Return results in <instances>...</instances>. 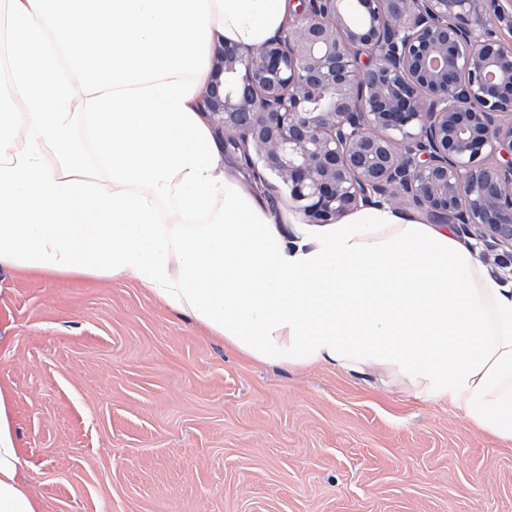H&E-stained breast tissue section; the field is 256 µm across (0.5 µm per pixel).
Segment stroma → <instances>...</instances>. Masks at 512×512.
Instances as JSON below:
<instances>
[{"label":"stroma","instance_id":"stroma-1","mask_svg":"<svg viewBox=\"0 0 512 512\" xmlns=\"http://www.w3.org/2000/svg\"><path fill=\"white\" fill-rule=\"evenodd\" d=\"M42 512H512V441L436 395L253 361L112 276L0 273Z\"/></svg>","mask_w":512,"mask_h":512}]
</instances>
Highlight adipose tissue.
Instances as JSON below:
<instances>
[{"mask_svg":"<svg viewBox=\"0 0 512 512\" xmlns=\"http://www.w3.org/2000/svg\"><path fill=\"white\" fill-rule=\"evenodd\" d=\"M0 12L22 103L0 113V271L122 276L254 361L392 378L512 441V282L490 279L447 225L386 205L333 224L271 215L222 163L202 107L211 57L271 39L288 0H0ZM86 27L97 49L73 56ZM78 87L104 186L67 147ZM169 197L177 207L160 210ZM195 213L209 223H188ZM20 468L0 393V512H41Z\"/></svg>","mask_w":512,"mask_h":512,"instance_id":"obj_1","label":"adipose tissue"}]
</instances>
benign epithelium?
<instances>
[{
	"mask_svg": "<svg viewBox=\"0 0 512 512\" xmlns=\"http://www.w3.org/2000/svg\"><path fill=\"white\" fill-rule=\"evenodd\" d=\"M297 2L285 33L217 52L204 98L214 131L256 154L313 224L409 202L512 260V44L493 33L498 11Z\"/></svg>",
	"mask_w": 512,
	"mask_h": 512,
	"instance_id": "1",
	"label": "benign epithelium"
}]
</instances>
